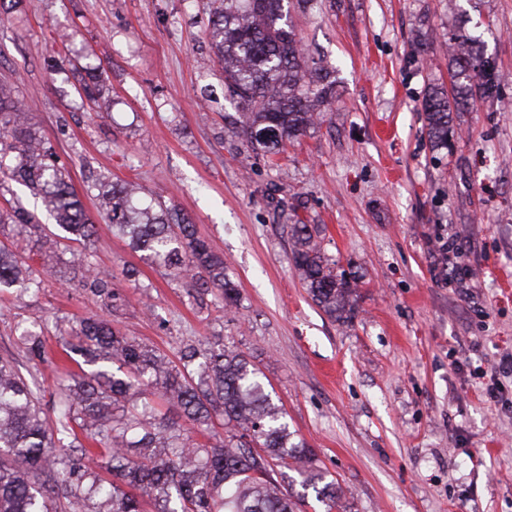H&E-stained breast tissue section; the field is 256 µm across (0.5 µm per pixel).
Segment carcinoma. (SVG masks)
Returning a JSON list of instances; mask_svg holds the SVG:
<instances>
[{
	"mask_svg": "<svg viewBox=\"0 0 512 512\" xmlns=\"http://www.w3.org/2000/svg\"><path fill=\"white\" fill-rule=\"evenodd\" d=\"M208 35L224 68V87L239 100L242 128L255 149L278 153L313 125L331 99L330 74L309 67L284 0H213ZM465 24L448 32L451 92L425 95L427 134L448 145L455 112L477 97L496 94L494 62L476 46ZM85 98L98 101L101 67L81 66ZM0 172L41 196L55 224L39 223L17 204L0 210V224L36 237L41 256L90 240L97 225L77 198L51 143L32 123L31 106L0 84ZM104 219L159 268L172 269L190 291L219 293L227 306L238 290L224 272V257L175 208L145 204L129 182L103 192ZM292 265L312 299L333 318L353 312L349 282L321 250L307 224H292ZM80 284L114 302L112 278L86 255L76 258ZM42 280L26 258L0 246V288L36 291ZM19 341L31 360L45 359L40 325L22 327ZM65 352L82 367L62 385L45 415L37 375L0 357V512H296L297 502L272 476L270 461L303 476L325 512H345L336 483L313 465L308 446L294 439L282 409L260 372L237 347L211 336L203 347L186 344L178 361L125 336L102 316L82 319ZM151 388L166 412L142 398ZM224 419V433L214 418ZM207 435L202 443L192 434Z\"/></svg>",
	"mask_w": 512,
	"mask_h": 512,
	"instance_id": "carcinoma-1",
	"label": "carcinoma"
}]
</instances>
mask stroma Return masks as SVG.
I'll list each match as a JSON object with an SVG mask.
<instances>
[{"mask_svg":"<svg viewBox=\"0 0 512 512\" xmlns=\"http://www.w3.org/2000/svg\"><path fill=\"white\" fill-rule=\"evenodd\" d=\"M210 0H20L0 15V79L32 105L87 214L90 261L123 298L113 312L64 278L0 302V356L34 369L44 411L65 375L61 332L93 314L177 358L221 336L273 388L295 438L349 512H512V0H288L307 54L334 72L317 124L275 156L253 150L207 35ZM496 61L498 93L455 113L448 145L427 135L422 100L448 86V30L461 14ZM75 51L104 69L83 106ZM136 183L175 205L222 254L240 301L224 310L101 224L100 186ZM310 224L355 290L351 321L329 317L290 261V224ZM463 280L449 282L439 237ZM136 269L128 280V269ZM44 323L30 364L18 324ZM497 387L498 400L488 399Z\"/></svg>","mask_w":512,"mask_h":512,"instance_id":"1","label":"stroma"}]
</instances>
